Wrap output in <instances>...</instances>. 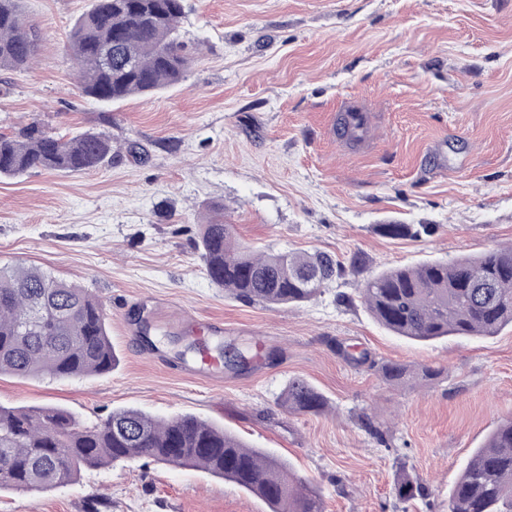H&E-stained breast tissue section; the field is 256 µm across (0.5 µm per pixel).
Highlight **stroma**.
Masks as SVG:
<instances>
[{
    "label": "stroma",
    "instance_id": "stroma-1",
    "mask_svg": "<svg viewBox=\"0 0 512 512\" xmlns=\"http://www.w3.org/2000/svg\"><path fill=\"white\" fill-rule=\"evenodd\" d=\"M194 60L178 85L105 107L65 53L90 0H23L41 33L35 60L0 71V133L38 123L104 131L92 171L0 179V264L89 289L119 357L107 374L0 375V405L58 407L85 424L134 407L192 414L287 460L325 512H448L475 448L512 417V327L421 344L361 303L370 275L473 257L512 243V0H185ZM367 109L363 140L337 132L346 101ZM260 251H321L342 272L312 301L268 307L210 282L196 247L209 205ZM428 224L390 239L381 224ZM224 323L247 363L210 383L179 320ZM368 353L370 364L346 356ZM432 366L395 387L372 362ZM322 414L280 407L291 378ZM425 485L405 502L400 469ZM269 512L201 469L132 461L38 494L0 491V512Z\"/></svg>",
    "mask_w": 512,
    "mask_h": 512
}]
</instances>
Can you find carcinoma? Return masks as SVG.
<instances>
[{"label": "carcinoma", "mask_w": 512, "mask_h": 512, "mask_svg": "<svg viewBox=\"0 0 512 512\" xmlns=\"http://www.w3.org/2000/svg\"><path fill=\"white\" fill-rule=\"evenodd\" d=\"M184 9V0H92L65 45L80 67L84 94L110 105L182 81L192 59L179 34ZM38 50V31L21 0H0V71L30 64ZM111 157L112 138L103 132L64 138L29 124L12 136L0 134V177L33 169L89 171ZM379 232L418 237L429 228L381 224ZM198 249L211 281L248 303L308 302L341 274L327 253H259L222 218L200 225ZM359 294L373 318L401 337L493 336L512 326V246L381 271L364 280ZM114 363L99 299L39 268L0 266V374L80 378L109 372ZM377 371L396 386L438 374L397 363ZM280 405L318 414L327 400L295 377ZM138 459L203 469L258 497L270 512H324L320 495L279 458L194 415L157 418L122 408L86 426L59 408L0 406V490L40 493L74 482L85 469ZM397 490L409 501L425 487L403 468ZM448 512H512V419L463 466Z\"/></svg>", "instance_id": "cac0c4a2"}]
</instances>
